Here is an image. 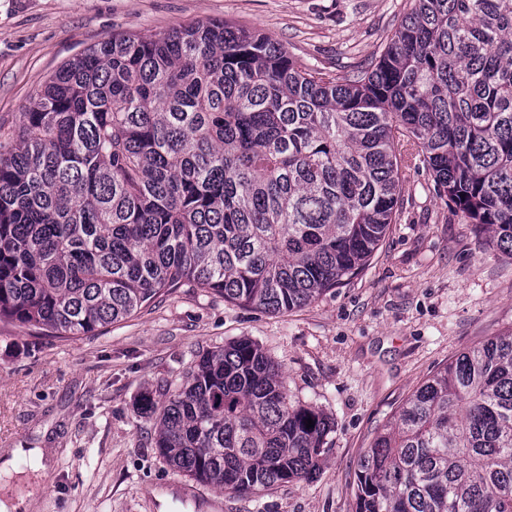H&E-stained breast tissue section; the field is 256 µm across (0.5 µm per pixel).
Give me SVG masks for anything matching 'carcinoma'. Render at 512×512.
I'll use <instances>...</instances> for the list:
<instances>
[{"instance_id":"obj_1","label":"carcinoma","mask_w":512,"mask_h":512,"mask_svg":"<svg viewBox=\"0 0 512 512\" xmlns=\"http://www.w3.org/2000/svg\"><path fill=\"white\" fill-rule=\"evenodd\" d=\"M404 141L512 256V0H413L375 65L341 80L221 21L105 39L0 141V320L91 336L184 286L305 306L394 223ZM137 413L168 465L238 495L313 475L334 431L247 338L197 355ZM354 498V512H512V333L408 396Z\"/></svg>"}]
</instances>
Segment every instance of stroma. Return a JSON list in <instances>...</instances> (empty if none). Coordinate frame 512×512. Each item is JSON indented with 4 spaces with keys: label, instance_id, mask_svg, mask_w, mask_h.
<instances>
[{
    "label": "stroma",
    "instance_id": "1",
    "mask_svg": "<svg viewBox=\"0 0 512 512\" xmlns=\"http://www.w3.org/2000/svg\"><path fill=\"white\" fill-rule=\"evenodd\" d=\"M409 0H0V137H14L48 78L90 45L228 21L345 78L377 61ZM402 205L362 272L280 314L201 288L157 298L92 336L0 322V454L44 462L0 473V501L34 512H353L357 465L414 389L460 352L512 332V258L437 197L401 156ZM241 338L281 369L293 403L334 424L316 474L246 496L171 469L136 407L180 384L199 351Z\"/></svg>",
    "mask_w": 512,
    "mask_h": 512
}]
</instances>
